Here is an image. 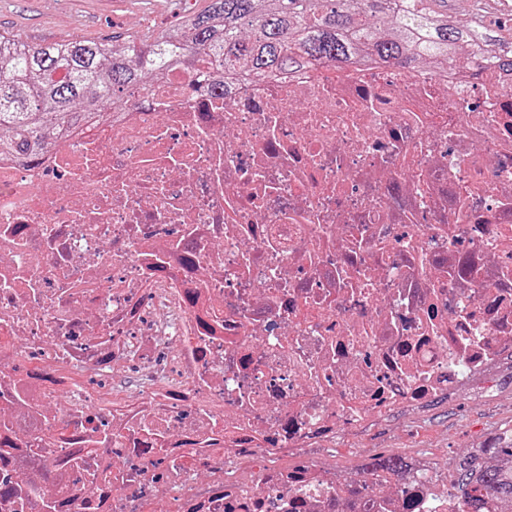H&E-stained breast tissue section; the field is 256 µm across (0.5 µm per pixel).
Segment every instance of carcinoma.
I'll list each match as a JSON object with an SVG mask.
<instances>
[{
    "mask_svg": "<svg viewBox=\"0 0 512 512\" xmlns=\"http://www.w3.org/2000/svg\"><path fill=\"white\" fill-rule=\"evenodd\" d=\"M466 43L477 69L512 70V40L478 21L448 24V0H208L150 41L71 39L40 46L0 34V153L31 161L58 138L111 112L122 94L180 67L205 82L206 65L224 68V92L260 74L289 75L328 63L439 69ZM490 449L497 464L459 459L454 484L463 512L488 499L512 502V429Z\"/></svg>",
    "mask_w": 512,
    "mask_h": 512,
    "instance_id": "1",
    "label": "carcinoma"
}]
</instances>
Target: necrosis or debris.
<instances>
[{
    "label": "necrosis or debris",
    "mask_w": 512,
    "mask_h": 512,
    "mask_svg": "<svg viewBox=\"0 0 512 512\" xmlns=\"http://www.w3.org/2000/svg\"><path fill=\"white\" fill-rule=\"evenodd\" d=\"M505 363L512 72L176 71L0 156V512H458L304 453Z\"/></svg>",
    "instance_id": "obj_1"
}]
</instances>
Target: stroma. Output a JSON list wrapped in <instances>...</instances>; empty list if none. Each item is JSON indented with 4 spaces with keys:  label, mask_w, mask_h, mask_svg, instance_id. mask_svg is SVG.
Segmentation results:
<instances>
[{
    "label": "stroma",
    "mask_w": 512,
    "mask_h": 512,
    "mask_svg": "<svg viewBox=\"0 0 512 512\" xmlns=\"http://www.w3.org/2000/svg\"><path fill=\"white\" fill-rule=\"evenodd\" d=\"M207 0H0V33L37 46L87 38L150 39L156 29L178 24ZM450 14L500 23L512 36V0H448ZM512 428V371L502 370L489 386L438 402L422 413L400 415L363 435L339 437L332 452L308 450L312 459L332 456L337 467H352L375 454L426 453L446 468L479 437Z\"/></svg>",
    "instance_id": "stroma-1"
}]
</instances>
